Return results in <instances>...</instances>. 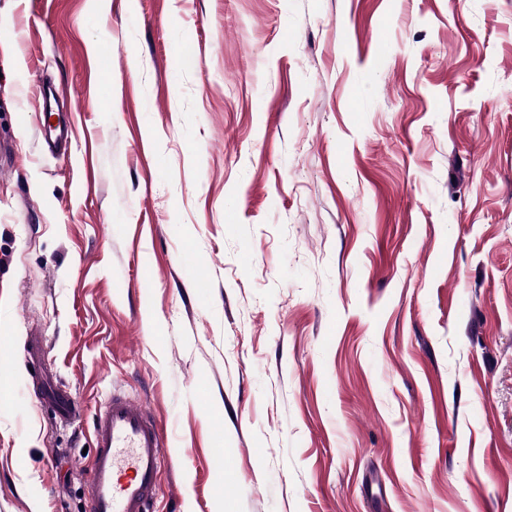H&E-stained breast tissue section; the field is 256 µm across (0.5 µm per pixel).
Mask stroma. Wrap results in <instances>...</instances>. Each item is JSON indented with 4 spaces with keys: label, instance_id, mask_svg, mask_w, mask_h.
I'll use <instances>...</instances> for the list:
<instances>
[{
    "label": "stroma",
    "instance_id": "obj_1",
    "mask_svg": "<svg viewBox=\"0 0 512 512\" xmlns=\"http://www.w3.org/2000/svg\"><path fill=\"white\" fill-rule=\"evenodd\" d=\"M115 390L149 512H512V0H0V512ZM47 389H42L41 399L51 407L54 415L60 421H69L79 415L78 405L64 392L48 393Z\"/></svg>",
    "mask_w": 512,
    "mask_h": 512
}]
</instances>
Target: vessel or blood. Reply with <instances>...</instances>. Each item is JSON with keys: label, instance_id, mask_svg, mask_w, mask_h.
Wrapping results in <instances>:
<instances>
[{"label": "vessel or blood", "instance_id": "obj_1", "mask_svg": "<svg viewBox=\"0 0 512 512\" xmlns=\"http://www.w3.org/2000/svg\"><path fill=\"white\" fill-rule=\"evenodd\" d=\"M41 399L59 420L79 414L66 393L45 392ZM93 438L89 512H146L165 463L159 424L140 401L115 393L95 416Z\"/></svg>", "mask_w": 512, "mask_h": 512}]
</instances>
